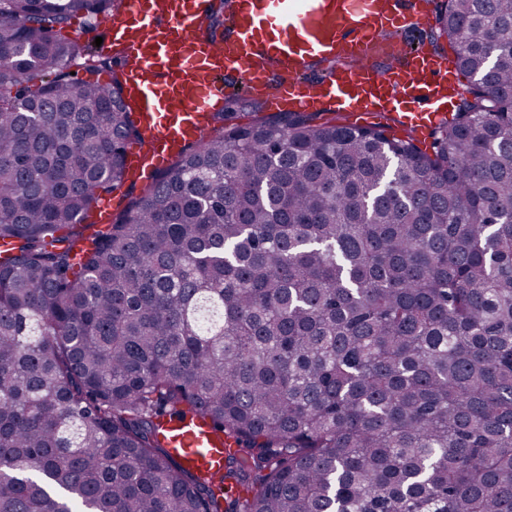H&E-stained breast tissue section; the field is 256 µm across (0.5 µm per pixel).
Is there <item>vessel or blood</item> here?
<instances>
[{"instance_id":"vessel-or-blood-1","label":"vessel or blood","mask_w":512,"mask_h":512,"mask_svg":"<svg viewBox=\"0 0 512 512\" xmlns=\"http://www.w3.org/2000/svg\"><path fill=\"white\" fill-rule=\"evenodd\" d=\"M214 0H125L109 18L101 47L125 63L127 97L144 136L128 153V173L164 167L177 148L209 133L235 85L263 88L275 112H312L330 105L369 124L397 111L419 134L446 120L459 83L443 56L393 45L384 68L366 39L389 25L409 30L429 20L427 0H233L223 38L205 35ZM348 57L349 69L307 78L315 59ZM162 442L186 466L213 473L224 465V438L207 418L159 424Z\"/></svg>"}]
</instances>
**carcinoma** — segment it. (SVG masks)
Returning <instances> with one entry per match:
<instances>
[{"label":"carcinoma","instance_id":"1","mask_svg":"<svg viewBox=\"0 0 512 512\" xmlns=\"http://www.w3.org/2000/svg\"><path fill=\"white\" fill-rule=\"evenodd\" d=\"M122 7L0 0V512H512V0H441L424 146L213 112L97 224L143 128L60 32ZM196 414L216 482L157 437Z\"/></svg>","mask_w":512,"mask_h":512}]
</instances>
